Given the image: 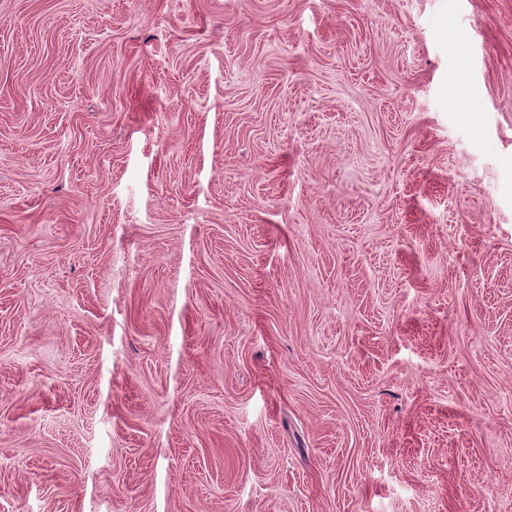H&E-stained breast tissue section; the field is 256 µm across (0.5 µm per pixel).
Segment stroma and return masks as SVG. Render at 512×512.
<instances>
[{"mask_svg": "<svg viewBox=\"0 0 512 512\" xmlns=\"http://www.w3.org/2000/svg\"><path fill=\"white\" fill-rule=\"evenodd\" d=\"M0 512H512V0H0Z\"/></svg>", "mask_w": 512, "mask_h": 512, "instance_id": "obj_1", "label": "stroma"}]
</instances>
